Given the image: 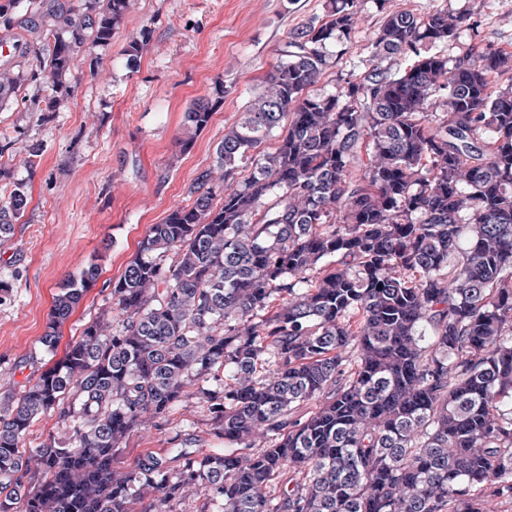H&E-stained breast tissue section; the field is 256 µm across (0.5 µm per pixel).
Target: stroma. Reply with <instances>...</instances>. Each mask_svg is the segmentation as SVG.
<instances>
[{
  "label": "stroma",
  "instance_id": "stroma-1",
  "mask_svg": "<svg viewBox=\"0 0 512 512\" xmlns=\"http://www.w3.org/2000/svg\"><path fill=\"white\" fill-rule=\"evenodd\" d=\"M327 0H136L103 46L83 48L82 64L69 76L74 92L55 111H44L53 93L49 72L34 56H19L21 71H37L20 95L0 104V139L13 142L12 176L27 184L29 204L13 235L0 244V281L10 293L0 301V397L15 394L55 356L39 344L53 298L67 280L90 265L99 275L61 327L60 347L76 340L88 320L110 311L111 288L137 251L150 225L188 200V188L208 168L224 129L237 118L276 63L293 29L326 15ZM80 0H19L17 33L51 53L41 29L53 4ZM471 13L476 33L449 43L454 56L477 39L512 48V0H367L351 49L329 44L333 64L318 88L334 92L337 75L359 58L388 12L420 15L437 7ZM139 42L138 55L129 46ZM233 89L216 104L190 149L178 138L184 114L197 99L213 97L216 81ZM37 157H30L32 147ZM208 451L223 447L197 398L185 397L161 429L132 433L115 465L134 468L149 452L172 442Z\"/></svg>",
  "mask_w": 512,
  "mask_h": 512
}]
</instances>
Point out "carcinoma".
<instances>
[{
    "instance_id": "carcinoma-1",
    "label": "carcinoma",
    "mask_w": 512,
    "mask_h": 512,
    "mask_svg": "<svg viewBox=\"0 0 512 512\" xmlns=\"http://www.w3.org/2000/svg\"><path fill=\"white\" fill-rule=\"evenodd\" d=\"M0 5V41L14 20ZM134 0L55 14L45 111L87 41ZM365 0H328L277 63L191 203L150 225L112 283V311L0 404V512H492L512 500V50L440 46L472 28L448 6L386 14L360 65L316 90ZM399 57L412 62L395 69ZM26 77L0 61V102ZM213 104L185 113L182 150ZM276 138L273 150L266 142ZM249 174L236 178L240 163ZM28 205L0 195V241ZM54 299L41 348L96 278ZM196 395L224 436L206 454L114 466L135 431ZM64 429L28 451L32 423Z\"/></svg>"
}]
</instances>
